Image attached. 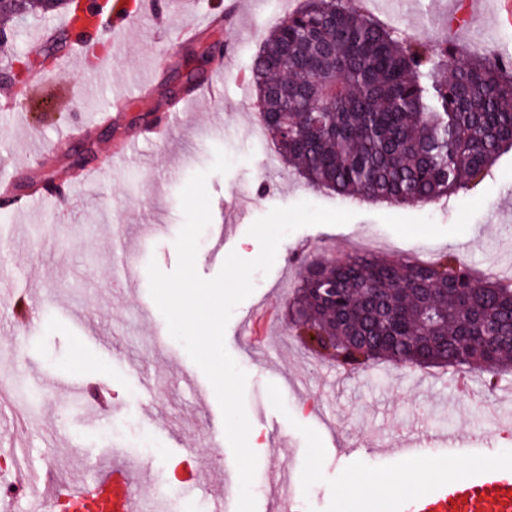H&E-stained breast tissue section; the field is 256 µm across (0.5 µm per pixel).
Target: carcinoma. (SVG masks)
<instances>
[{"mask_svg": "<svg viewBox=\"0 0 512 512\" xmlns=\"http://www.w3.org/2000/svg\"><path fill=\"white\" fill-rule=\"evenodd\" d=\"M17 0L5 18L44 14ZM24 89L43 63L0 43ZM263 124L281 160L343 200L447 203L512 151V40L457 61L399 38L350 0H305L251 65ZM292 308L306 345L355 374L378 360L411 371L468 367L487 392L512 371V284L477 279L445 254L418 264L371 253L303 266Z\"/></svg>", "mask_w": 512, "mask_h": 512, "instance_id": "obj_1", "label": "carcinoma"}]
</instances>
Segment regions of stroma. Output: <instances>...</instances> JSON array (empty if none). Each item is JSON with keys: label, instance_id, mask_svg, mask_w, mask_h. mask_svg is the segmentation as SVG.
Returning a JSON list of instances; mask_svg holds the SVG:
<instances>
[{"label": "stroma", "instance_id": "obj_1", "mask_svg": "<svg viewBox=\"0 0 512 512\" xmlns=\"http://www.w3.org/2000/svg\"><path fill=\"white\" fill-rule=\"evenodd\" d=\"M467 0H399L387 24L434 43L453 37L457 53L497 46L512 24L465 22ZM225 0H139L131 25L105 29L109 51L92 68L65 63L52 80L31 84L24 97L0 85V183L21 195L0 203V477L28 475L59 487L95 481L108 463L100 449L121 448L149 466L142 475L149 512H212L225 469L234 467L223 415L212 385L174 340L150 295L147 266L165 272L178 262L174 241L184 223L180 192L207 172L212 220L198 246L196 269L209 279L229 254L260 253L248 230L272 208L300 201L335 208V196L310 190L281 160L270 137L256 138L258 102L247 82L268 31L303 0H237L225 25ZM458 21L455 34L447 18ZM193 27L202 49L224 45L221 62H207L195 99L172 108L157 84L187 70L181 33ZM144 86L111 122V90ZM160 139L138 134L160 120ZM132 154L123 149L130 141ZM88 146L79 170L69 149ZM231 160L212 172L216 151ZM344 225L298 229L280 243L268 274H255L253 293L233 311L225 345L247 374L245 410L263 443L252 486L256 512H268L267 466L277 452L294 485L290 512H355L341 497L348 481L364 490L402 467L391 454L409 431H455L456 451L433 449L427 491L449 477L448 456L469 469L512 465V373L493 393L481 374L471 390L455 389L456 371H402L376 362L348 375L308 350L295 336L281 288H297L302 263L313 256L342 260L347 241L374 237L378 251L427 259L459 254L474 273L498 277L501 252L512 250V153L504 154L480 186L428 205L353 203ZM40 325L27 329L17 301ZM271 304L277 337L261 349L245 346L241 321ZM498 407L501 422L486 410Z\"/></svg>", "mask_w": 512, "mask_h": 512}]
</instances>
